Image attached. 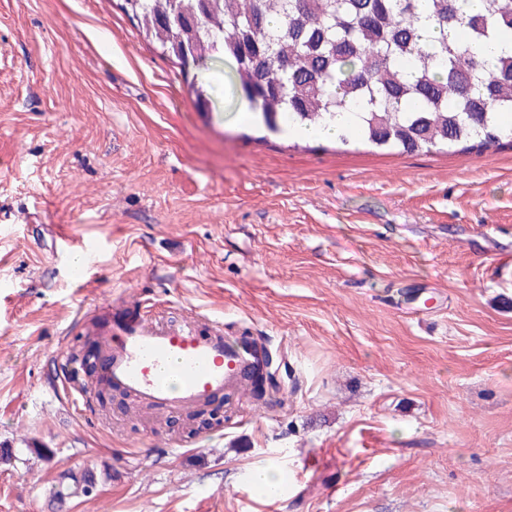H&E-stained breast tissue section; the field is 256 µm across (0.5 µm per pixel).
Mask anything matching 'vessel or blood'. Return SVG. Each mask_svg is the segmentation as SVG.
<instances>
[{"label": "vessel or blood", "instance_id": "1", "mask_svg": "<svg viewBox=\"0 0 512 512\" xmlns=\"http://www.w3.org/2000/svg\"><path fill=\"white\" fill-rule=\"evenodd\" d=\"M101 372L112 386L145 407L189 408L241 385L264 359L243 338L220 326L202 335L197 325H171L128 315L100 334Z\"/></svg>", "mask_w": 512, "mask_h": 512}]
</instances>
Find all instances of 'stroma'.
<instances>
[{"label":"stroma","instance_id":"stroma-1","mask_svg":"<svg viewBox=\"0 0 512 512\" xmlns=\"http://www.w3.org/2000/svg\"><path fill=\"white\" fill-rule=\"evenodd\" d=\"M121 4L0 0V512H512V146L265 135ZM133 304L252 337L275 389L193 434L101 409L60 359Z\"/></svg>","mask_w":512,"mask_h":512}]
</instances>
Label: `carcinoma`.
Masks as SVG:
<instances>
[{
	"label": "carcinoma",
	"mask_w": 512,
	"mask_h": 512,
	"mask_svg": "<svg viewBox=\"0 0 512 512\" xmlns=\"http://www.w3.org/2000/svg\"><path fill=\"white\" fill-rule=\"evenodd\" d=\"M123 0L122 8L182 71L215 53L247 91L264 129L329 125L388 153L512 144V0Z\"/></svg>",
	"instance_id": "cac0c4a2"
}]
</instances>
